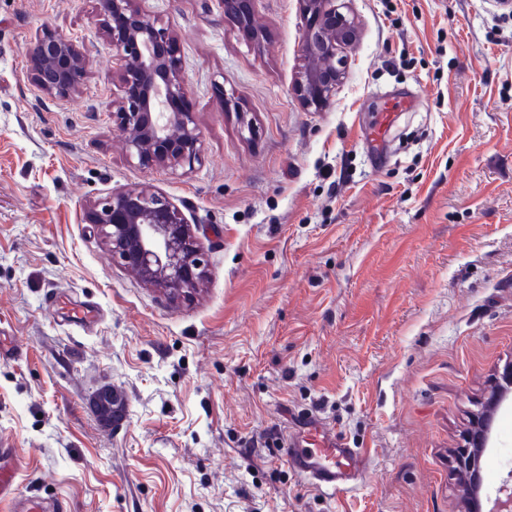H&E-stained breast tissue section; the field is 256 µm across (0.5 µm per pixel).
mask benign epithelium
Segmentation results:
<instances>
[{
  "instance_id": "7a95c632",
  "label": "benign epithelium",
  "mask_w": 512,
  "mask_h": 512,
  "mask_svg": "<svg viewBox=\"0 0 512 512\" xmlns=\"http://www.w3.org/2000/svg\"><path fill=\"white\" fill-rule=\"evenodd\" d=\"M252 0H222L224 14L249 27ZM104 16L112 60L122 77V95L115 102L119 129L130 159L139 167H172L194 160L201 147L192 112L183 109L189 89L175 56L173 36L156 18L131 7V0H98ZM301 49L309 61L296 84L306 106H329L344 59L337 47L354 41L351 19L336 9V0H302ZM29 73L37 89L56 98L80 92L83 54L71 38L49 29L26 44ZM87 223L112 252L116 263L176 302L189 296L204 271L201 243L180 209L160 193L125 187L92 204ZM507 395L494 394L481 415L471 447L461 449L456 464L479 488V458L489 439V419Z\"/></svg>"
}]
</instances>
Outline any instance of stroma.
Returning a JSON list of instances; mask_svg holds the SVG:
<instances>
[{"label": "stroma", "instance_id": "35a3bbf8", "mask_svg": "<svg viewBox=\"0 0 512 512\" xmlns=\"http://www.w3.org/2000/svg\"><path fill=\"white\" fill-rule=\"evenodd\" d=\"M347 3L357 37L317 112L294 92L300 0H254L250 29L220 0H134L171 30L202 135L198 159L143 169L112 120L95 0H0V448L18 495L60 512H468L455 456L512 366V9ZM47 27L85 51L75 96L30 79L24 46ZM403 96L372 166L361 127ZM124 186L200 233L190 297L142 284L85 223ZM292 413L370 450L358 490L299 482ZM481 463L496 497L512 396Z\"/></svg>", "mask_w": 512, "mask_h": 512}]
</instances>
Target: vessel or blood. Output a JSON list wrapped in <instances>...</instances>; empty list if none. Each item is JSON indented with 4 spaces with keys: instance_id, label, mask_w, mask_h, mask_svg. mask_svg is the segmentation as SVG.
Returning a JSON list of instances; mask_svg holds the SVG:
<instances>
[{
    "instance_id": "obj_1",
    "label": "vessel or blood",
    "mask_w": 512,
    "mask_h": 512,
    "mask_svg": "<svg viewBox=\"0 0 512 512\" xmlns=\"http://www.w3.org/2000/svg\"><path fill=\"white\" fill-rule=\"evenodd\" d=\"M394 117L395 107L389 103L374 115L365 135L366 143L374 151L384 152ZM283 450L292 471L321 490H349L370 473L367 449L350 447L339 433L312 416L304 417L300 429L288 434ZM17 475L18 464L11 450L0 448V502L9 501L11 512H45L41 501L13 498Z\"/></svg>"
}]
</instances>
